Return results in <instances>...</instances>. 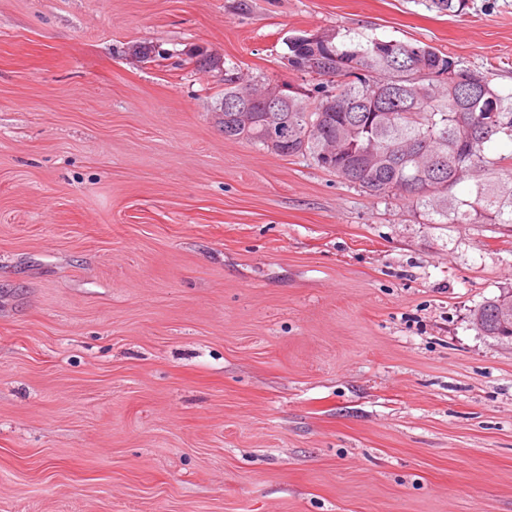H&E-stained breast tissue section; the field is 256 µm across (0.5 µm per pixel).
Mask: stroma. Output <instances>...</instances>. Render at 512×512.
<instances>
[{"label":"stroma","instance_id":"35a3bbf8","mask_svg":"<svg viewBox=\"0 0 512 512\" xmlns=\"http://www.w3.org/2000/svg\"><path fill=\"white\" fill-rule=\"evenodd\" d=\"M324 29L512 91V0H0V512H512V224L224 137ZM512 291H503L499 296L485 302L473 314V323L476 329L485 336L500 338V336H512V331L506 330L499 318L497 303L502 295Z\"/></svg>","mask_w":512,"mask_h":512}]
</instances>
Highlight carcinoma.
Listing matches in <instances>:
<instances>
[{"label":"carcinoma","mask_w":512,"mask_h":512,"mask_svg":"<svg viewBox=\"0 0 512 512\" xmlns=\"http://www.w3.org/2000/svg\"><path fill=\"white\" fill-rule=\"evenodd\" d=\"M452 16L468 0H428ZM288 65L333 83L332 96L310 105L306 91H288V144L283 156L310 158L321 169L376 197L401 196L431 224H512V93L486 73L464 68L429 45L350 37L288 46ZM256 83L224 77V101L245 105ZM224 138L262 149L270 127L264 112H226ZM499 298L473 314L476 329L512 336L499 318Z\"/></svg>","instance_id":"carcinoma-1"}]
</instances>
